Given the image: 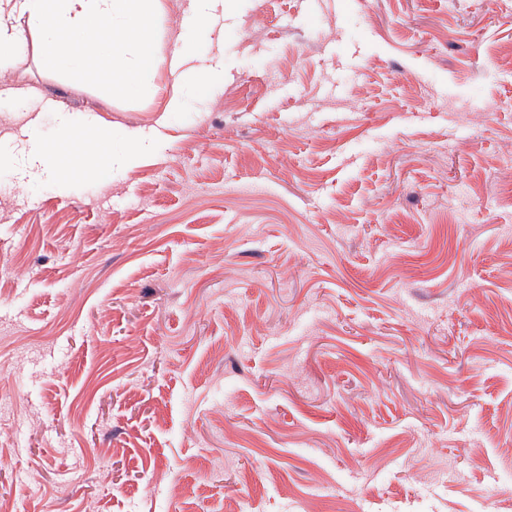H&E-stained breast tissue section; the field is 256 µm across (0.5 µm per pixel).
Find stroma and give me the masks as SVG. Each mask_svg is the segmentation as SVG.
<instances>
[{"instance_id": "obj_1", "label": "stroma", "mask_w": 512, "mask_h": 512, "mask_svg": "<svg viewBox=\"0 0 512 512\" xmlns=\"http://www.w3.org/2000/svg\"><path fill=\"white\" fill-rule=\"evenodd\" d=\"M164 0L162 54L218 59L179 112L0 70L133 166L0 170L8 512H512V0ZM499 496H492V487ZM189 8L194 16L203 24L212 26L216 13L220 8L224 10L223 0H190Z\"/></svg>"}]
</instances>
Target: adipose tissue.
Listing matches in <instances>:
<instances>
[{
  "label": "adipose tissue",
  "mask_w": 512,
  "mask_h": 512,
  "mask_svg": "<svg viewBox=\"0 0 512 512\" xmlns=\"http://www.w3.org/2000/svg\"><path fill=\"white\" fill-rule=\"evenodd\" d=\"M162 10V0H0V64L19 51L12 21L23 17L40 35L46 64L108 81L114 93H133L161 70L175 84L189 82L195 91H206L217 79V66L196 63L183 47L168 57L160 54L149 21ZM14 95L32 115L22 142L24 165L13 171L16 184L24 185L56 171L55 157L39 135L38 117L58 111L59 105L34 88Z\"/></svg>",
  "instance_id": "1"
}]
</instances>
